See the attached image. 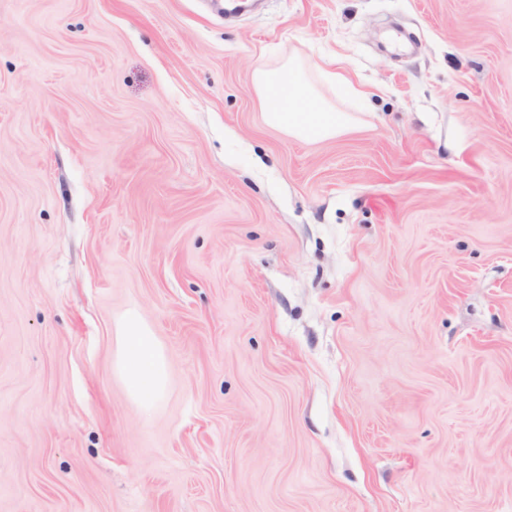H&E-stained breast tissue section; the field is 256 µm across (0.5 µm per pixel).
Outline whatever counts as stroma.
Segmentation results:
<instances>
[{"label":"stroma","mask_w":512,"mask_h":512,"mask_svg":"<svg viewBox=\"0 0 512 512\" xmlns=\"http://www.w3.org/2000/svg\"><path fill=\"white\" fill-rule=\"evenodd\" d=\"M0 512H512V0H0ZM314 73L322 85L337 86L347 95H370L356 86L343 57L319 62L288 56L277 67L253 71L252 86L264 123L305 142L331 140L362 128L363 122L354 113L338 108L322 95L311 78ZM116 336L114 369L142 414L149 417L167 390L168 364L164 349L151 325L135 309H128L121 316Z\"/></svg>","instance_id":"obj_1"}]
</instances>
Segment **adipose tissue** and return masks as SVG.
<instances>
[{"instance_id": "adipose-tissue-1", "label": "adipose tissue", "mask_w": 512, "mask_h": 512, "mask_svg": "<svg viewBox=\"0 0 512 512\" xmlns=\"http://www.w3.org/2000/svg\"><path fill=\"white\" fill-rule=\"evenodd\" d=\"M337 87L360 97L344 58L313 61L298 55L273 68L254 70L252 86L264 123L291 138L317 142L359 130L361 120L325 98L321 86ZM114 369L143 415H150L164 397L168 364L153 328L137 310L124 312L116 327Z\"/></svg>"}]
</instances>
